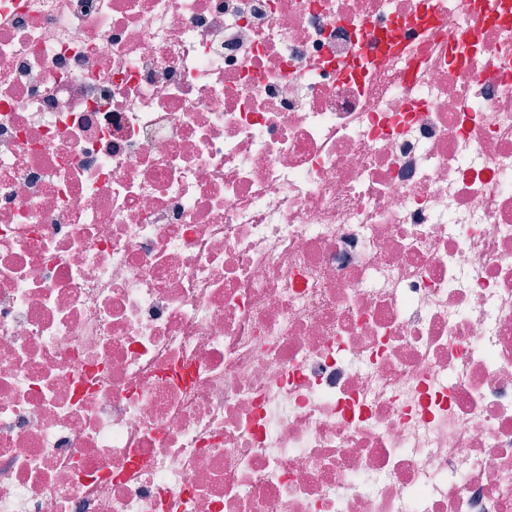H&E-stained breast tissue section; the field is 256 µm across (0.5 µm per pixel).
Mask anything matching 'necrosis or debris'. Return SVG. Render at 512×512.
<instances>
[{"label": "necrosis or debris", "instance_id": "1", "mask_svg": "<svg viewBox=\"0 0 512 512\" xmlns=\"http://www.w3.org/2000/svg\"><path fill=\"white\" fill-rule=\"evenodd\" d=\"M0 512H512V0H0Z\"/></svg>", "mask_w": 512, "mask_h": 512}]
</instances>
